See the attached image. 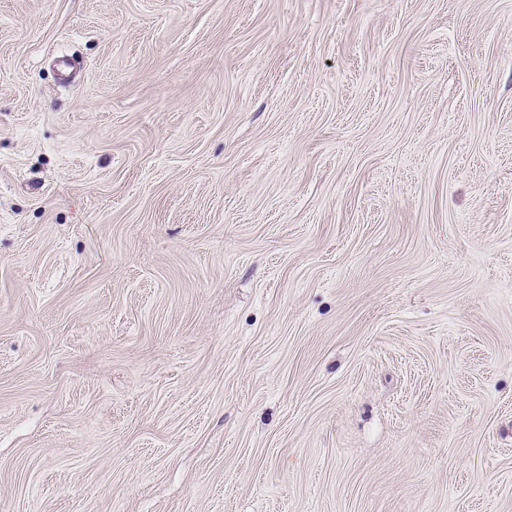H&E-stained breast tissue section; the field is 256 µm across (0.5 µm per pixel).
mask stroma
I'll return each mask as SVG.
<instances>
[{"mask_svg":"<svg viewBox=\"0 0 512 512\" xmlns=\"http://www.w3.org/2000/svg\"><path fill=\"white\" fill-rule=\"evenodd\" d=\"M0 512H512V0H0Z\"/></svg>","mask_w":512,"mask_h":512,"instance_id":"obj_1","label":"stroma"}]
</instances>
